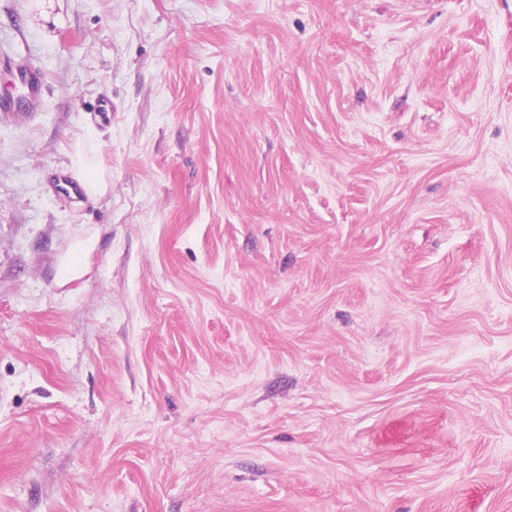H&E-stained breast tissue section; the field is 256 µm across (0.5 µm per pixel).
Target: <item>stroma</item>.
<instances>
[{
    "label": "stroma",
    "instance_id": "35a3bbf8",
    "mask_svg": "<svg viewBox=\"0 0 512 512\" xmlns=\"http://www.w3.org/2000/svg\"><path fill=\"white\" fill-rule=\"evenodd\" d=\"M4 98L0 512H512V0H0Z\"/></svg>",
    "mask_w": 512,
    "mask_h": 512
}]
</instances>
